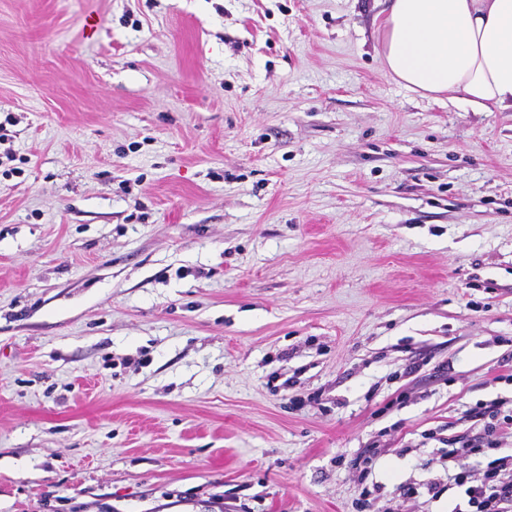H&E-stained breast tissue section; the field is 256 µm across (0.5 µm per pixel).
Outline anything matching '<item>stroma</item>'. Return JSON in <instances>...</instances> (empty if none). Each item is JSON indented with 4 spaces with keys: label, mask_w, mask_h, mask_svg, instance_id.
Returning a JSON list of instances; mask_svg holds the SVG:
<instances>
[{
    "label": "stroma",
    "mask_w": 512,
    "mask_h": 512,
    "mask_svg": "<svg viewBox=\"0 0 512 512\" xmlns=\"http://www.w3.org/2000/svg\"><path fill=\"white\" fill-rule=\"evenodd\" d=\"M382 0H0V512H453L512 399V112ZM94 15V34L83 28ZM378 448H368L359 455H357L350 462V469L352 471L353 476L355 477V481L358 486H362V490L359 494L360 498L358 499L360 506L363 509H369L373 507V503L367 498L370 496L371 491H369L366 487H363L365 480L367 479L374 459L379 454Z\"/></svg>",
    "instance_id": "1"
}]
</instances>
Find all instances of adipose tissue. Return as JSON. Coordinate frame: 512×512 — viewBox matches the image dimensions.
Instances as JSON below:
<instances>
[{
	"label": "adipose tissue",
	"instance_id": "1",
	"mask_svg": "<svg viewBox=\"0 0 512 512\" xmlns=\"http://www.w3.org/2000/svg\"><path fill=\"white\" fill-rule=\"evenodd\" d=\"M377 19L392 79L477 112H512V0H387Z\"/></svg>",
	"mask_w": 512,
	"mask_h": 512
}]
</instances>
